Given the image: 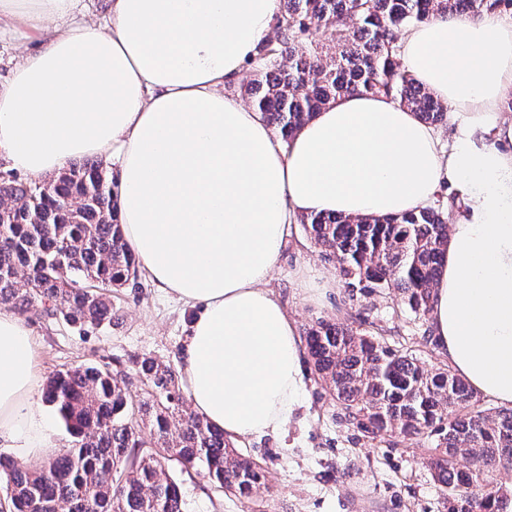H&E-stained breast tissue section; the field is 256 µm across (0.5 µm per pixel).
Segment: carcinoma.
<instances>
[{
    "instance_id": "carcinoma-1",
    "label": "carcinoma",
    "mask_w": 512,
    "mask_h": 512,
    "mask_svg": "<svg viewBox=\"0 0 512 512\" xmlns=\"http://www.w3.org/2000/svg\"><path fill=\"white\" fill-rule=\"evenodd\" d=\"M274 35L251 58L250 106L284 142L337 97L383 94L439 126L448 105L415 81L398 58V34L432 19H478L512 0H277ZM76 198L79 207L64 202ZM0 306L40 305L86 334L112 327V292L139 284V262L118 219V185L100 162L71 164L50 181L0 178ZM334 258L350 292L396 293L428 320L448 239L444 201L381 219L300 217ZM312 369L347 420L380 436L425 434L448 512H506L512 498L492 473L512 461V408L484 413L468 384L366 332L328 321L305 336ZM145 397L133 399L130 377ZM72 446L33 468L0 456V512H182L177 473L208 479L217 493L249 499L259 464L187 404L176 372L135 355L112 372L83 364L43 389ZM150 438H145V435Z\"/></svg>"
}]
</instances>
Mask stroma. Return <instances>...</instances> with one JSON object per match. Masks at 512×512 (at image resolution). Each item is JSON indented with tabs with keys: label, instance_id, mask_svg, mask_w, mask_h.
Returning a JSON list of instances; mask_svg holds the SVG:
<instances>
[{
	"label": "stroma",
	"instance_id": "1",
	"mask_svg": "<svg viewBox=\"0 0 512 512\" xmlns=\"http://www.w3.org/2000/svg\"><path fill=\"white\" fill-rule=\"evenodd\" d=\"M139 281V287L113 294L119 320L102 331L78 333L39 307L22 313L36 343L42 379L84 362L115 369L138 354L180 367L193 311L159 292L148 276ZM267 287L287 309L298 333L328 320L370 332L413 354L426 370L446 365L396 294L349 297L335 262L325 258L302 224H291ZM234 445L263 467L265 488L246 502L214 493L202 476L185 475L183 512H445L427 462L428 439L369 437L346 421L308 367L299 405L284 432L239 438Z\"/></svg>",
	"mask_w": 512,
	"mask_h": 512
}]
</instances>
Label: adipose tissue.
Returning a JSON list of instances; mask_svg holds the SVG:
<instances>
[{
  "label": "adipose tissue",
  "instance_id": "1",
  "mask_svg": "<svg viewBox=\"0 0 512 512\" xmlns=\"http://www.w3.org/2000/svg\"><path fill=\"white\" fill-rule=\"evenodd\" d=\"M276 0H0V32L36 39L0 89V160L47 175L120 155L125 238L159 291L194 311L182 372L231 439L278 433L303 387L301 341L266 288L298 217H387L456 197L432 339L475 393L512 407V14L409 26L405 69L453 109L451 144L382 94L338 97L280 147L224 87ZM30 332L0 310V447L52 448Z\"/></svg>",
  "mask_w": 512,
  "mask_h": 512
}]
</instances>
